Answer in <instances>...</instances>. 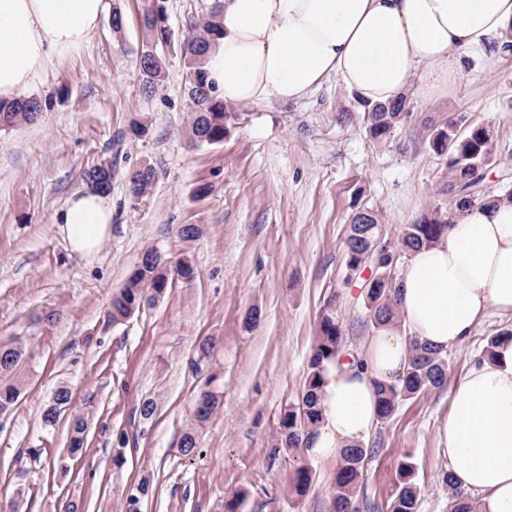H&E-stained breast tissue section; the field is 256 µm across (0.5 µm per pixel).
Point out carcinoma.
I'll list each match as a JSON object with an SVG mask.
<instances>
[{
	"mask_svg": "<svg viewBox=\"0 0 512 512\" xmlns=\"http://www.w3.org/2000/svg\"><path fill=\"white\" fill-rule=\"evenodd\" d=\"M144 26L150 32L151 44L144 49L139 60L140 87L151 96L161 87L165 63L159 53L161 43H171L172 33L167 21L166 0H156L155 8L143 16ZM219 27L216 15L204 22H189L186 36L180 42V54L185 62V90L193 105L190 118V139L202 144L224 141L229 128L240 123L242 113L235 112L209 85L203 69L204 57L211 43L217 38ZM407 98L389 105H363L366 132L375 142H382L405 122ZM44 112L42 101L36 97L21 98L11 104L0 103V129L19 123L33 122ZM425 139L430 150L445 160L448 180L441 194L448 197L451 205L437 203L423 213L414 223L403 225L396 240L389 238L388 231L379 216L371 209L356 211L349 224L345 241V264L353 274L370 270L364 279V306L374 330L379 331L401 321L396 299L399 288L401 258L423 246H431L448 231L452 207L471 205L483 195L484 182L495 159V135L485 124H472L466 119L423 120ZM155 180V171L147 166L131 171L128 176L129 191L134 197L145 196ZM88 186L105 195L112 189V164H99V171L91 176ZM169 264L167 257L157 256L153 250L145 252L141 263L127 278L124 285L112 296L109 316L119 323L156 301L167 290ZM342 328L336 319L332 301H327L318 320L317 336L309 357L303 382V390L297 402L291 403L280 413L279 435L275 448L299 449L323 419L324 385L329 371L347 358L341 348ZM22 358V347L13 344L0 345V376H10ZM448 355L433 350L413 340L405 373L392 383L378 384L379 418L386 420L397 410L400 403L432 389L442 387L448 378ZM21 389L17 384L0 385V414L9 413L18 403ZM70 403V392L59 389L53 403L41 413V423L52 429L60 420L64 408ZM218 408V399L210 390L199 391L193 401L195 421L208 422ZM87 425L83 417L70 418L68 425V452L71 459L82 457L86 444ZM129 437L125 433L116 436L112 462L120 467L125 462V448ZM179 452L192 457L198 451L197 430L184 432L179 440ZM369 449L357 445L342 451L333 478L335 493L332 512H359L355 495L361 482ZM312 483V471L308 466L296 468L289 478L291 494L298 500L306 496ZM448 486L450 512H476V505L462 500L451 489L449 475H444ZM152 492L147 480L130 488L124 503V512H138ZM420 487L415 481L411 462L400 461L394 481V492L389 512H417Z\"/></svg>",
	"mask_w": 512,
	"mask_h": 512,
	"instance_id": "carcinoma-1",
	"label": "carcinoma"
}]
</instances>
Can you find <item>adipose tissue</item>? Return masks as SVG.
Returning a JSON list of instances; mask_svg holds the SVG:
<instances>
[{
  "label": "adipose tissue",
  "mask_w": 512,
  "mask_h": 512,
  "mask_svg": "<svg viewBox=\"0 0 512 512\" xmlns=\"http://www.w3.org/2000/svg\"><path fill=\"white\" fill-rule=\"evenodd\" d=\"M220 34L205 58L225 104L295 102L336 79L356 100L386 104L418 85L437 95L474 50L496 56L512 0H217ZM105 0H0V101L19 98L52 58L97 32ZM448 233L412 252L398 305L402 325L370 337L361 366L335 369L323 420L305 450L340 456L377 425L376 385L405 372L411 340L448 351L488 310L512 314V199L489 195L453 210ZM69 250L94 254L112 234L104 195L74 194L60 218ZM454 491L478 512H512V337L474 360L438 429Z\"/></svg>",
  "instance_id": "adipose-tissue-1"
}]
</instances>
